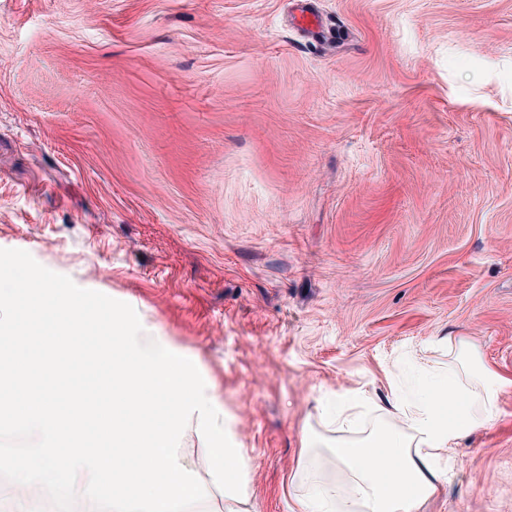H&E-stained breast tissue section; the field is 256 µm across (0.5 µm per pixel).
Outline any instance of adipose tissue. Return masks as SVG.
Wrapping results in <instances>:
<instances>
[{
  "instance_id": "ef3b65f1",
  "label": "adipose tissue",
  "mask_w": 512,
  "mask_h": 512,
  "mask_svg": "<svg viewBox=\"0 0 512 512\" xmlns=\"http://www.w3.org/2000/svg\"><path fill=\"white\" fill-rule=\"evenodd\" d=\"M448 372L426 369V385L412 397L390 391L373 404L375 421L359 437L354 422L338 420L331 441L301 434L293 470L306 483L289 488L284 512H418L448 482L442 462L446 448L494 422L504 383L483 365L478 349L460 336H445ZM329 447L336 475L323 477L309 466L312 449Z\"/></svg>"
}]
</instances>
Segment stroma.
<instances>
[{
  "label": "stroma",
  "instance_id": "stroma-1",
  "mask_svg": "<svg viewBox=\"0 0 512 512\" xmlns=\"http://www.w3.org/2000/svg\"><path fill=\"white\" fill-rule=\"evenodd\" d=\"M0 0V248L200 356L282 512L318 400L512 383V0ZM421 512H512V386Z\"/></svg>",
  "mask_w": 512,
  "mask_h": 512
}]
</instances>
